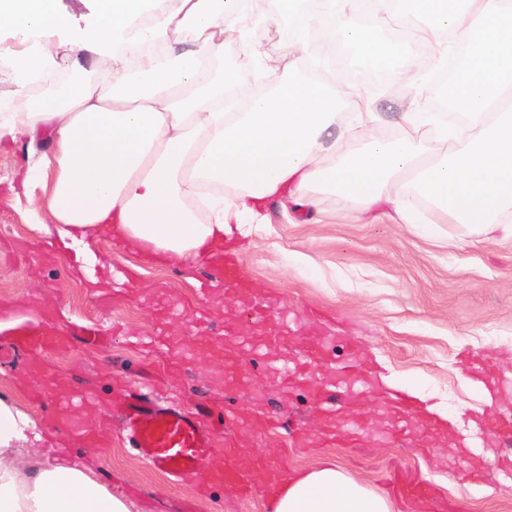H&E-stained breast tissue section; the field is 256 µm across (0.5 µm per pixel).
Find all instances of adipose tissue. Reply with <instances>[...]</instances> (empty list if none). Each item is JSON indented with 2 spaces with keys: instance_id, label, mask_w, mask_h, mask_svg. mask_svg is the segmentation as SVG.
<instances>
[{
  "instance_id": "1",
  "label": "adipose tissue",
  "mask_w": 512,
  "mask_h": 512,
  "mask_svg": "<svg viewBox=\"0 0 512 512\" xmlns=\"http://www.w3.org/2000/svg\"><path fill=\"white\" fill-rule=\"evenodd\" d=\"M98 24L78 47L54 40L67 21L58 0H0V27L31 48L16 55L15 80L26 89L51 81L62 66L80 67L81 53L100 59L103 81L69 82L63 98H46L25 112L0 113V142L34 140L50 131L52 147L35 165L44 216L38 227L70 241L94 264L103 235L133 239L175 258L202 256L208 244L236 233L248 237L264 223L261 205L279 197L300 203L310 187H326L372 206L390 204L392 221L414 223L393 192L412 175L418 192L456 223L476 233L512 240V0H270L288 19L284 37L300 46L314 27L361 53L367 66H384L387 42L361 16L401 15L419 39L441 55L460 52L445 97L456 113L414 107L411 127L435 130L449 143L424 158L413 140L383 141L372 133L379 115L371 101L354 115L353 137L335 134L336 109L351 87L293 76L274 91L252 97L247 109H224L234 73L215 71L224 37L252 43L255 27L240 20L245 0H180L176 12L141 24L146 0H97ZM174 28L205 33L203 43L163 57L149 52ZM204 183L233 188L229 197H205L212 221L200 224L187 208ZM35 420L0 397V512H130L128 504L90 471L63 458L20 469L23 442L40 440ZM271 512H393L388 497L353 480L335 463L291 475L270 499Z\"/></svg>"
}]
</instances>
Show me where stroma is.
<instances>
[{"label":"stroma","mask_w":512,"mask_h":512,"mask_svg":"<svg viewBox=\"0 0 512 512\" xmlns=\"http://www.w3.org/2000/svg\"><path fill=\"white\" fill-rule=\"evenodd\" d=\"M283 20L268 19L252 47L227 42L220 67L233 69L243 86L254 82V60L288 56ZM14 32L0 29V108L26 109L51 96L50 84L19 93L14 56L8 48ZM380 116L373 133L390 140L407 136L421 141L427 153L442 150L433 133L406 126L401 115L425 97H438L436 81L418 70L401 72L363 86ZM27 140L0 144V340L20 326L41 323L54 310L66 324L96 325L113 330L109 347L100 353L72 340L63 353L44 354L56 390L82 388L92 397L94 413L105 412L116 380L145 383L150 361L162 358L163 346L148 338L157 307H203L206 325L173 314L168 336L182 348L189 370L169 385L167 397L183 393H220L225 383V355L237 357L235 374L244 387L229 406L265 414L273 410L285 420L281 429L253 434L239 426L235 435L258 458L285 461L302 471L330 459L354 480L382 489L385 469L399 461L434 482L460 512H512V447L493 426L512 417V242L475 234L450 223L434 204L419 195L408 179L395 193L416 217L415 223H393L389 204L363 209L340 195L314 190L316 206L282 209L278 200L263 205L267 222L248 238H228L244 273L258 283L265 303L262 322L241 318L242 302L223 282L212 281L205 298L195 290L205 274L202 259H174L159 253L154 263L140 256L144 243L112 240L102 246L92 277L75 274L76 251L39 233L33 223L41 214L39 194L24 196L20 174L27 167ZM326 312L322 332L330 343L323 357L309 362L299 381L268 377L267 369L292 366L300 358L298 339L310 321L308 308ZM237 324L235 337L225 338V355L202 349L201 336H223L225 323ZM354 340L372 361L376 380L337 381L344 365L345 340ZM27 354L0 364V396L28 412L40 431H47L50 409L32 403L28 394L46 380L26 370ZM399 386L416 382L429 403L448 414L454 424L446 433L432 432L426 421H401L379 415L387 404L383 377ZM335 389L336 415L345 419L358 405L369 424L359 431L372 455L358 456L345 445L324 441L321 414L309 404L312 391ZM304 428L314 446L311 453L294 449L288 429ZM429 453H422L423 443ZM62 453L90 468L113 495L126 499L131 512H184L185 493L169 484L136 456L133 449L112 444L88 448L58 434L49 448L32 451V465Z\"/></svg>","instance_id":"35a3bbf8"}]
</instances>
